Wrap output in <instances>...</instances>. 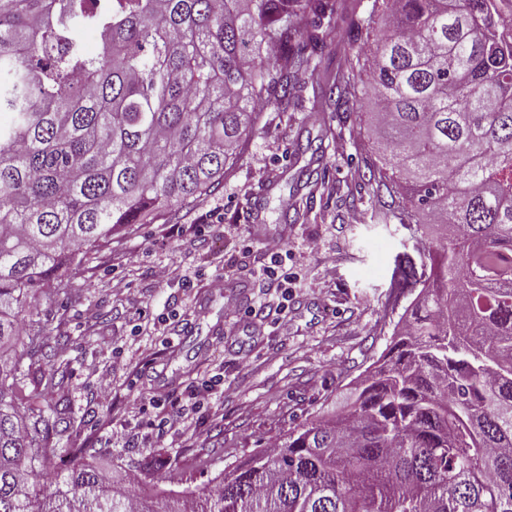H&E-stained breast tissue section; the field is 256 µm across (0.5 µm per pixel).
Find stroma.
Segmentation results:
<instances>
[{"label":"stroma","instance_id":"obj_1","mask_svg":"<svg viewBox=\"0 0 512 512\" xmlns=\"http://www.w3.org/2000/svg\"><path fill=\"white\" fill-rule=\"evenodd\" d=\"M372 4L334 0L308 51L312 72L290 74L292 97L259 113L217 191L134 225L90 254L67 288L39 299L57 341L33 357L19 393L42 390V371L57 368L48 401L70 423L53 439L48 469L84 459L142 489L214 486L289 430L342 408L387 350L415 299L393 292V270L419 261L422 246L385 218L389 194L370 178L378 155L362 83L337 102L323 95L349 69L364 73L371 53L353 20ZM297 142L305 152L292 153ZM275 253L290 274L284 288L258 277ZM161 266L168 282L154 278ZM116 278L125 292L113 289ZM256 306L262 316L250 315ZM104 373L112 394L103 405L95 392Z\"/></svg>","mask_w":512,"mask_h":512}]
</instances>
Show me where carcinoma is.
Wrapping results in <instances>:
<instances>
[{"mask_svg": "<svg viewBox=\"0 0 512 512\" xmlns=\"http://www.w3.org/2000/svg\"><path fill=\"white\" fill-rule=\"evenodd\" d=\"M325 10L0 0V512H512V0H374L356 21L375 45L379 178L406 200L392 215L437 236L398 265L410 317L343 414L177 498L43 467L62 417L17 395L31 299L222 185L256 115L309 69L300 21ZM28 337L54 339L39 319Z\"/></svg>", "mask_w": 512, "mask_h": 512, "instance_id": "cac0c4a2", "label": "carcinoma"}]
</instances>
